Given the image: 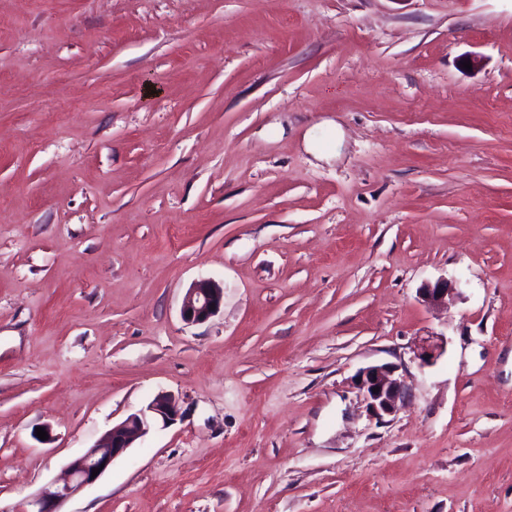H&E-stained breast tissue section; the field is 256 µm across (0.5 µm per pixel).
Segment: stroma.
Returning a JSON list of instances; mask_svg holds the SVG:
<instances>
[{"instance_id":"obj_1","label":"stroma","mask_w":512,"mask_h":512,"mask_svg":"<svg viewBox=\"0 0 512 512\" xmlns=\"http://www.w3.org/2000/svg\"><path fill=\"white\" fill-rule=\"evenodd\" d=\"M161 392L65 512H512V0H0V512ZM224 302V289L210 278L194 281L182 300L180 314L184 322L199 324L217 314ZM214 305V309H211ZM456 290L448 280H439L434 284H427L419 288V298L428 307H435L448 303V294ZM396 368L382 364L364 368L358 376V386L366 402V410L377 420L395 414L403 404L407 387L404 380L396 375ZM374 388H379L373 393Z\"/></svg>"}]
</instances>
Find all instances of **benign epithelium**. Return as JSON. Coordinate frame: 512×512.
<instances>
[{
    "instance_id": "7a95c632",
    "label": "benign epithelium",
    "mask_w": 512,
    "mask_h": 512,
    "mask_svg": "<svg viewBox=\"0 0 512 512\" xmlns=\"http://www.w3.org/2000/svg\"><path fill=\"white\" fill-rule=\"evenodd\" d=\"M454 288L446 280L419 289L420 300L429 307L448 302ZM224 302V289L210 278L194 281L182 300L180 314L184 322L199 324L217 314ZM358 386L362 390L368 413L378 420L396 413L406 397L404 380L396 368L382 364L360 371ZM179 415L176 399L167 393L156 395L142 410L115 425L86 451L67 465V479L48 483L30 500L21 502L16 512H61L62 506L83 489L94 485L112 466L115 459L145 437L157 423L167 425ZM98 468V475H92Z\"/></svg>"
}]
</instances>
